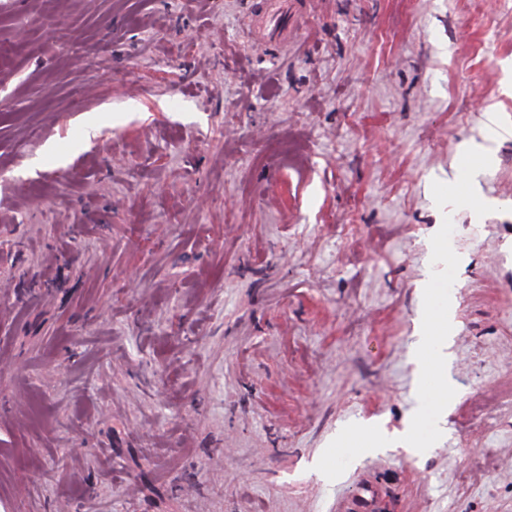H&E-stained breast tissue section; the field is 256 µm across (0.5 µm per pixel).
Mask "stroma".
Masks as SVG:
<instances>
[{
	"label": "stroma",
	"instance_id": "1",
	"mask_svg": "<svg viewBox=\"0 0 512 512\" xmlns=\"http://www.w3.org/2000/svg\"><path fill=\"white\" fill-rule=\"evenodd\" d=\"M258 4L0 0V512H512V0ZM262 8L255 19L256 39L266 43L272 37L288 36V11L294 12V3L288 0H261ZM449 308L450 301L448 300L447 307V297L445 298L443 296L435 317L437 326L436 328L425 326L424 333H422V336H419L418 342L420 345L426 346L432 344L440 347L446 346L448 343V334L452 326Z\"/></svg>",
	"mask_w": 512,
	"mask_h": 512
}]
</instances>
